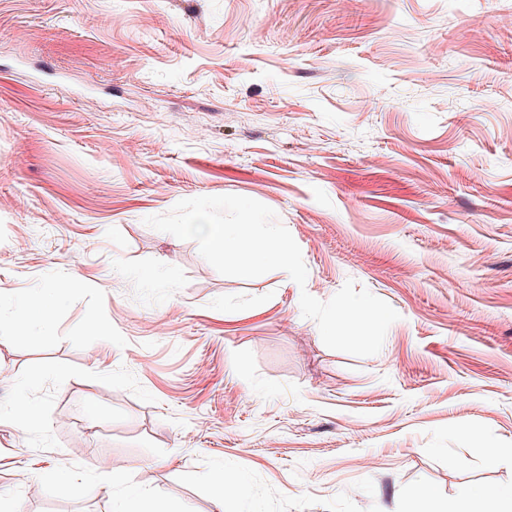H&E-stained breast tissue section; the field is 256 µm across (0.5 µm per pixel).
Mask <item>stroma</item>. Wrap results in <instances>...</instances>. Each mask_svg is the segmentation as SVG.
<instances>
[{
    "mask_svg": "<svg viewBox=\"0 0 512 512\" xmlns=\"http://www.w3.org/2000/svg\"><path fill=\"white\" fill-rule=\"evenodd\" d=\"M510 129L512 0H0V299L74 283L0 318V512H108L119 464L184 512L225 467L239 512L512 485ZM226 194L305 286L145 223ZM349 280L400 315L378 354L301 313ZM70 280L62 279L39 291L31 301V296L20 302L12 312V326L16 332H27L35 322L45 320L50 304L58 300L68 288H73Z\"/></svg>",
    "mask_w": 512,
    "mask_h": 512,
    "instance_id": "35a3bbf8",
    "label": "stroma"
}]
</instances>
